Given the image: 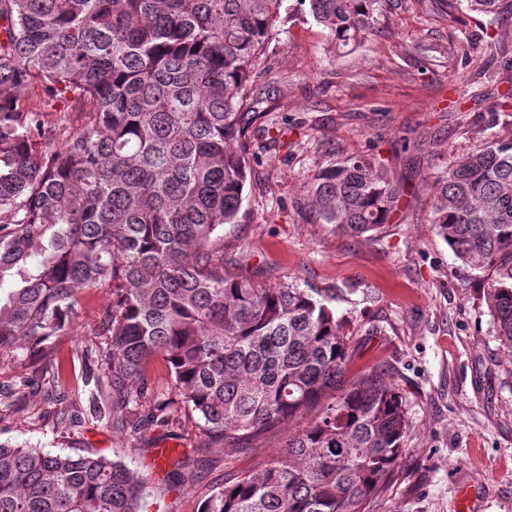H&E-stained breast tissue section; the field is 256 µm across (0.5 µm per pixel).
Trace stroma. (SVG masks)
Segmentation results:
<instances>
[{
	"instance_id": "1",
	"label": "stroma",
	"mask_w": 512,
	"mask_h": 512,
	"mask_svg": "<svg viewBox=\"0 0 512 512\" xmlns=\"http://www.w3.org/2000/svg\"><path fill=\"white\" fill-rule=\"evenodd\" d=\"M380 23L376 37L341 57L300 14L267 46L251 90L262 114L248 142L255 181L240 223L224 227V258L255 283L319 292L351 334L353 371L388 366L409 427L367 512H512V356L495 335L482 281L429 222L430 175L512 122L499 106L512 78V0H500L491 26L461 0H388ZM274 123L288 129L276 151L264 134ZM354 156L381 160L407 185L393 222L358 238L309 223L301 208L319 170ZM113 300L106 288L89 295L74 332L57 338L69 359L57 401L21 392L19 361L0 354V401L16 406L0 417V443L105 455L147 479L148 512H198L207 486L227 470L261 466L284 439L261 452L203 451L190 419L152 425L138 440L86 420L89 366L74 352L97 343ZM61 404L80 426L57 427ZM180 459L202 478L165 491L166 470Z\"/></svg>"
}]
</instances>
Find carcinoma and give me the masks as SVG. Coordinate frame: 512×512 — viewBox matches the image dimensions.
Instances as JSON below:
<instances>
[{
	"instance_id": "cac0c4a2",
	"label": "carcinoma",
	"mask_w": 512,
	"mask_h": 512,
	"mask_svg": "<svg viewBox=\"0 0 512 512\" xmlns=\"http://www.w3.org/2000/svg\"><path fill=\"white\" fill-rule=\"evenodd\" d=\"M286 0H0V352L66 373L53 347L81 300L110 288L100 344L80 356L89 414L137 436L197 416L199 447L267 462L224 474L198 512H365L403 455L400 392L375 365L349 374L344 322L291 283L257 285L224 267L220 227L240 223L254 170L249 87L285 22ZM349 53L374 36L385 0H295ZM71 103L32 108L24 94ZM76 130L56 145L67 124ZM430 223L484 281L512 352V133L433 176ZM405 183L351 157L303 197L312 224L360 237L392 223ZM165 362L168 397L145 373ZM198 481L181 462L169 489ZM146 480L118 460L0 443V512H147Z\"/></svg>"
}]
</instances>
